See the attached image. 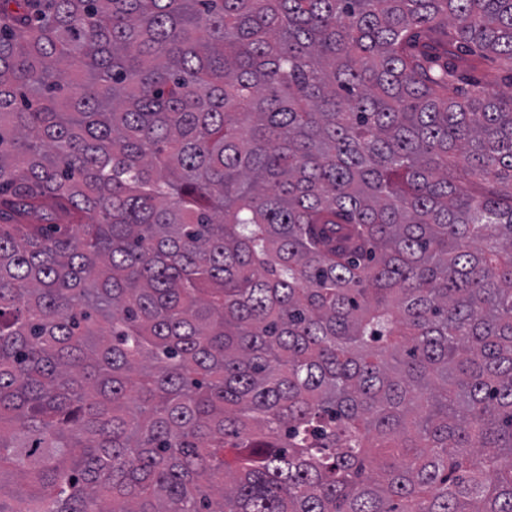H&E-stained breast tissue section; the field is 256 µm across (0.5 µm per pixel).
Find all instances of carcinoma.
<instances>
[{"label": "carcinoma", "mask_w": 512, "mask_h": 512, "mask_svg": "<svg viewBox=\"0 0 512 512\" xmlns=\"http://www.w3.org/2000/svg\"><path fill=\"white\" fill-rule=\"evenodd\" d=\"M512 0H0V512H512Z\"/></svg>", "instance_id": "obj_1"}]
</instances>
